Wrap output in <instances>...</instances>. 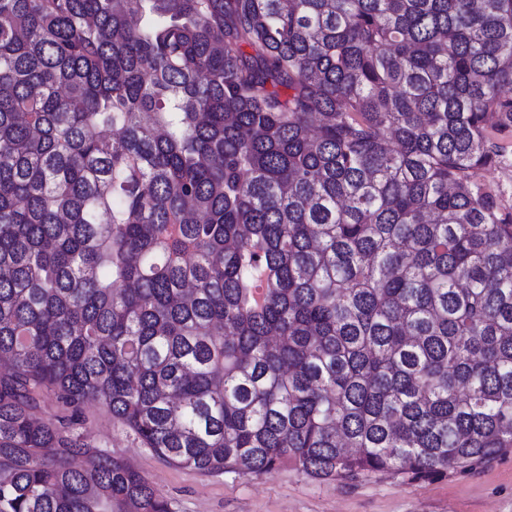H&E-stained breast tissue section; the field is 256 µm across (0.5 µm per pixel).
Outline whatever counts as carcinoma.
Listing matches in <instances>:
<instances>
[{
  "mask_svg": "<svg viewBox=\"0 0 512 512\" xmlns=\"http://www.w3.org/2000/svg\"><path fill=\"white\" fill-rule=\"evenodd\" d=\"M512 0H0V512L512 448ZM479 180L497 195L502 205L512 207V139L497 163L479 172Z\"/></svg>",
  "mask_w": 512,
  "mask_h": 512,
  "instance_id": "carcinoma-1",
  "label": "carcinoma"
}]
</instances>
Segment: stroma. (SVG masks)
Here are the masks:
<instances>
[{
    "label": "stroma",
    "mask_w": 512,
    "mask_h": 512,
    "mask_svg": "<svg viewBox=\"0 0 512 512\" xmlns=\"http://www.w3.org/2000/svg\"><path fill=\"white\" fill-rule=\"evenodd\" d=\"M88 441L128 460L174 512H512V449L494 462L418 481L391 476L316 480L284 466L267 475L205 476L140 447L111 415L89 406Z\"/></svg>",
    "instance_id": "35a3bbf8"
}]
</instances>
